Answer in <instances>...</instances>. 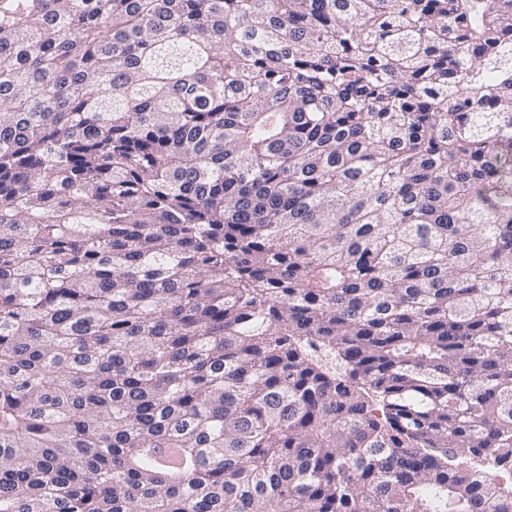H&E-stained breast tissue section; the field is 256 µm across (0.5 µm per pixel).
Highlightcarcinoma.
<instances>
[{"instance_id":"obj_1","label":"carcinoma","mask_w":512,"mask_h":512,"mask_svg":"<svg viewBox=\"0 0 512 512\" xmlns=\"http://www.w3.org/2000/svg\"><path fill=\"white\" fill-rule=\"evenodd\" d=\"M512 0H0V512H512Z\"/></svg>"}]
</instances>
